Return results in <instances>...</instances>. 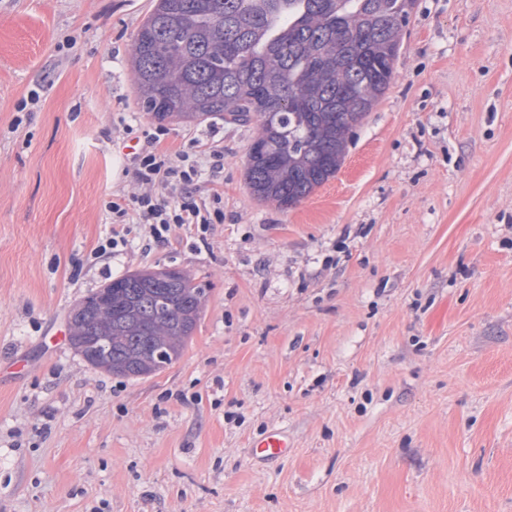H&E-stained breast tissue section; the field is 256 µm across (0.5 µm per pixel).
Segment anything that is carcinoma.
<instances>
[{
  "mask_svg": "<svg viewBox=\"0 0 512 512\" xmlns=\"http://www.w3.org/2000/svg\"><path fill=\"white\" fill-rule=\"evenodd\" d=\"M413 0H156L132 45L135 93L153 118L256 123L246 184L295 207L340 169L353 130L394 76ZM208 289L189 272L140 270L85 296L71 346L116 376L176 362Z\"/></svg>",
  "mask_w": 512,
  "mask_h": 512,
  "instance_id": "cac0c4a2",
  "label": "carcinoma"
}]
</instances>
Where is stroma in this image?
Segmentation results:
<instances>
[{"mask_svg": "<svg viewBox=\"0 0 512 512\" xmlns=\"http://www.w3.org/2000/svg\"><path fill=\"white\" fill-rule=\"evenodd\" d=\"M153 5L0 0V512H512V0H414L342 167L287 210L246 185L253 127L138 109ZM159 128L223 153L195 193L223 223L94 257ZM166 266L209 290L177 362L51 344ZM276 428L288 455L251 457Z\"/></svg>", "mask_w": 512, "mask_h": 512, "instance_id": "1", "label": "stroma"}]
</instances>
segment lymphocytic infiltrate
<instances>
[{
	"instance_id": "f902f5d3",
	"label": "lymphocytic infiltrate",
	"mask_w": 512,
	"mask_h": 512,
	"mask_svg": "<svg viewBox=\"0 0 512 512\" xmlns=\"http://www.w3.org/2000/svg\"><path fill=\"white\" fill-rule=\"evenodd\" d=\"M159 142V134L148 135L139 151L130 156L133 174L145 190L128 198L115 196L106 202L114 226L95 247V255H108L117 247L128 246V235L134 225L144 228L153 241L161 243L173 228L188 225L204 234L211 224L223 222V209L198 205L191 198L206 169L219 168L220 154L210 151L211 164L205 167L198 157L187 153L170 157L159 149Z\"/></svg>"
}]
</instances>
